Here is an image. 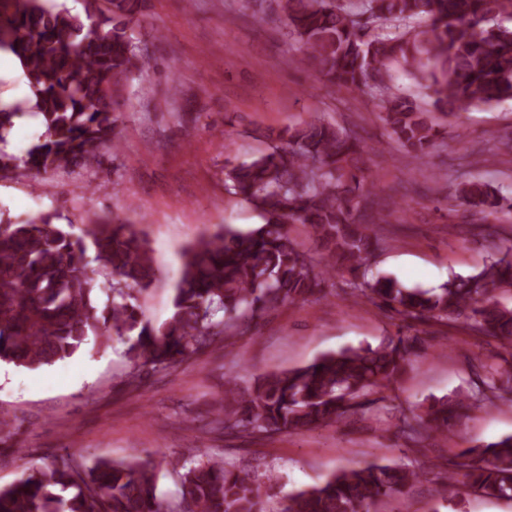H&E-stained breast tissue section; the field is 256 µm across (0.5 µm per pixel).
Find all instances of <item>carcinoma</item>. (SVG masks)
Instances as JSON below:
<instances>
[{"instance_id":"1","label":"carcinoma","mask_w":512,"mask_h":512,"mask_svg":"<svg viewBox=\"0 0 512 512\" xmlns=\"http://www.w3.org/2000/svg\"><path fill=\"white\" fill-rule=\"evenodd\" d=\"M142 0H88L85 16L40 0H0V50L20 62L42 117L44 141L26 156L0 151V180L18 170L53 173L91 167L103 149L118 150L126 87L152 68L137 37ZM287 34L305 47L331 85L385 97L383 120L408 156L423 160L438 135L416 99L392 91L396 69L428 91L433 106L461 118L512 99V0H279ZM362 142L347 130L309 119L279 133L250 162L224 168V188L264 219L252 229L230 224L180 251L172 311L161 324L142 319L133 292L156 279L144 232L119 216L95 220L76 235L39 215L0 220V361L30 369L64 361L94 335L128 342L133 374L166 369L213 346L230 328L248 329L261 314L321 292L338 269L350 274L353 302L384 307L403 320L463 316L478 335L512 343V307L496 300L512 287V247L481 270L435 288H408L375 274L373 185L355 165ZM456 197L476 214H512V196L467 181ZM311 229L322 258L291 236ZM95 268H90V263ZM108 299L99 305L98 292ZM414 341L399 336L322 354L313 362L257 377L250 392L219 403L218 433L271 435L311 430L362 410L387 408L385 391L404 373ZM475 389L432 399L407 423L413 434L442 436L469 401L489 400L512 379V352L474 364ZM173 465H179L174 461ZM181 466V465H179ZM463 472L488 496L512 497V435L465 449L448 463V483ZM178 502L159 493L155 466L68 459L25 472L0 488V512H266L268 475L236 472L217 459L181 466ZM420 473L404 465L359 461L322 483L288 493L280 512H378Z\"/></svg>"}]
</instances>
